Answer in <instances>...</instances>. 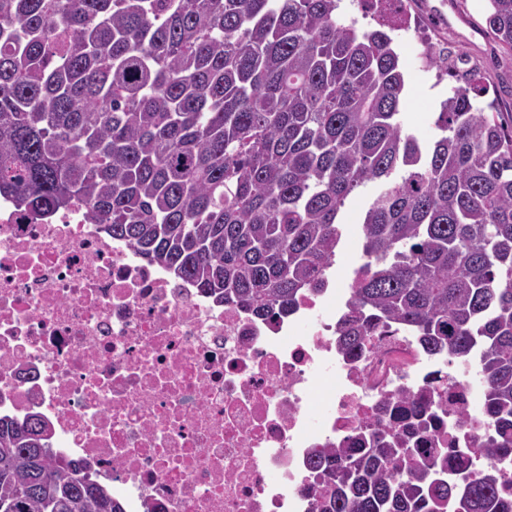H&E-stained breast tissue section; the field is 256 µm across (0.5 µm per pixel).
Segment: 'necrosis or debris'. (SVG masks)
<instances>
[{"instance_id": "obj_1", "label": "necrosis or debris", "mask_w": 512, "mask_h": 512, "mask_svg": "<svg viewBox=\"0 0 512 512\" xmlns=\"http://www.w3.org/2000/svg\"><path fill=\"white\" fill-rule=\"evenodd\" d=\"M348 310L328 285L271 323L147 263L82 203L33 220L0 196V417L40 419L125 512H316L312 453L375 433L512 493V455L481 452L498 431L476 367L397 327L343 351ZM406 396L425 434L398 419Z\"/></svg>"}]
</instances>
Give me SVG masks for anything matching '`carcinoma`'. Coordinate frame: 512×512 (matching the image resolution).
<instances>
[{
	"instance_id": "cac0c4a2",
	"label": "carcinoma",
	"mask_w": 512,
	"mask_h": 512,
	"mask_svg": "<svg viewBox=\"0 0 512 512\" xmlns=\"http://www.w3.org/2000/svg\"><path fill=\"white\" fill-rule=\"evenodd\" d=\"M340 0H0V194L24 214L84 202L93 224L216 302L266 320L322 284L343 213L378 181L339 346L395 322L433 353L477 364L512 454V125L476 108L466 55L439 138L399 120L405 78L391 32ZM486 23L512 55V0ZM383 436L318 456L319 512H512L490 470L448 483L436 453ZM0 512H123L55 460L37 420L0 418Z\"/></svg>"
}]
</instances>
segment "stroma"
<instances>
[{"label":"stroma","instance_id":"1","mask_svg":"<svg viewBox=\"0 0 512 512\" xmlns=\"http://www.w3.org/2000/svg\"><path fill=\"white\" fill-rule=\"evenodd\" d=\"M486 0H342V10L360 18L364 27H377L379 21L397 17L401 25L415 28L420 41L408 42L396 37V50L405 70L408 91L401 100L400 119L405 131L420 140H434L439 131L435 121L440 104L451 92L449 79H437L426 60L428 46H444L465 51L469 64L487 88L476 106L495 105L504 117L512 116V57L505 55L501 44L486 26ZM379 183L360 188L346 208L350 227L345 243L336 252L333 272L337 280L348 278L361 262V248L355 228L361 210L378 192Z\"/></svg>","mask_w":512,"mask_h":512}]
</instances>
